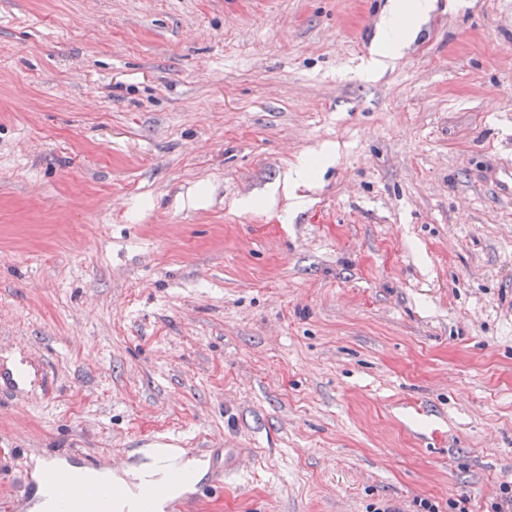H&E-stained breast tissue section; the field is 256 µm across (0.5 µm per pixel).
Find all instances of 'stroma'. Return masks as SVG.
<instances>
[{
    "mask_svg": "<svg viewBox=\"0 0 512 512\" xmlns=\"http://www.w3.org/2000/svg\"><path fill=\"white\" fill-rule=\"evenodd\" d=\"M386 2L0 0V512L74 448L244 452L191 512L512 482V0L369 77ZM311 171V167L307 164L299 165L289 171L284 189L288 190L290 198L294 199L292 206L301 207L304 204L303 198L296 196L294 191L302 182H306L310 179Z\"/></svg>",
    "mask_w": 512,
    "mask_h": 512,
    "instance_id": "obj_1",
    "label": "stroma"
}]
</instances>
